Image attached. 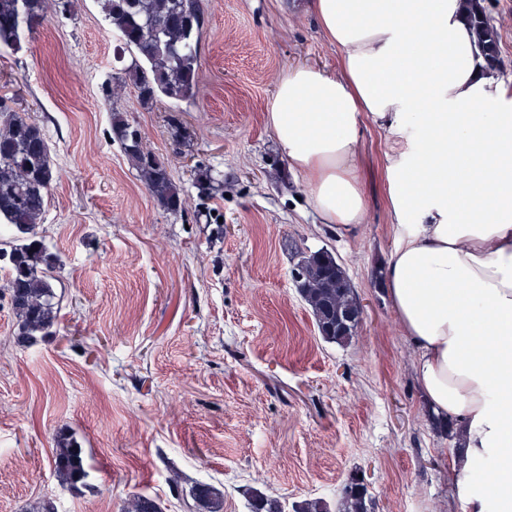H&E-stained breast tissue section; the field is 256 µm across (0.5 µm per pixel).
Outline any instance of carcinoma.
I'll return each mask as SVG.
<instances>
[{
    "label": "carcinoma",
    "mask_w": 512,
    "mask_h": 512,
    "mask_svg": "<svg viewBox=\"0 0 512 512\" xmlns=\"http://www.w3.org/2000/svg\"><path fill=\"white\" fill-rule=\"evenodd\" d=\"M105 20L124 49L137 57L116 79L131 83L143 105L159 98L193 99L199 93L197 71L204 24L201 0H97ZM466 18L483 46L488 65L496 68L498 33L485 13L482 0H464ZM66 15L72 0H0V51L15 52L25 35L33 33L49 8ZM102 104L112 112V135L128 162L165 211L185 209L183 188L172 180L163 158L147 149L140 130L123 113L113 110L112 81L101 85ZM55 172L51 145L42 129L25 114L0 98V223L15 233L10 249L0 248L7 270L4 291L17 319V336L23 343L49 336L57 323L58 301L51 283L60 268L37 228L44 222L46 201ZM195 188L201 199L224 187L206 166L195 169ZM302 272L299 292L310 307L320 336L327 342L347 344L359 323L328 332L332 315L360 316V301L336 256L328 250L310 253L298 262ZM55 476L75 485L87 476L86 459L78 443L57 439L52 459ZM186 512H224V494L211 484L189 491ZM125 512H163L157 499L136 495ZM250 512H375L368 487L358 474L348 476L335 507L323 498H308L290 506L279 497L256 495Z\"/></svg>",
    "instance_id": "cac0c4a2"
}]
</instances>
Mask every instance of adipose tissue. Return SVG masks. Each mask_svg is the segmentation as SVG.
I'll list each match as a JSON object with an SVG mask.
<instances>
[{
  "instance_id": "1",
  "label": "adipose tissue",
  "mask_w": 512,
  "mask_h": 512,
  "mask_svg": "<svg viewBox=\"0 0 512 512\" xmlns=\"http://www.w3.org/2000/svg\"><path fill=\"white\" fill-rule=\"evenodd\" d=\"M339 74L278 82L268 126L322 223L365 215L360 117L393 136L388 197L398 243L385 280L416 380L462 434L464 512H512V471L473 476L512 446V95L460 0H309Z\"/></svg>"
}]
</instances>
